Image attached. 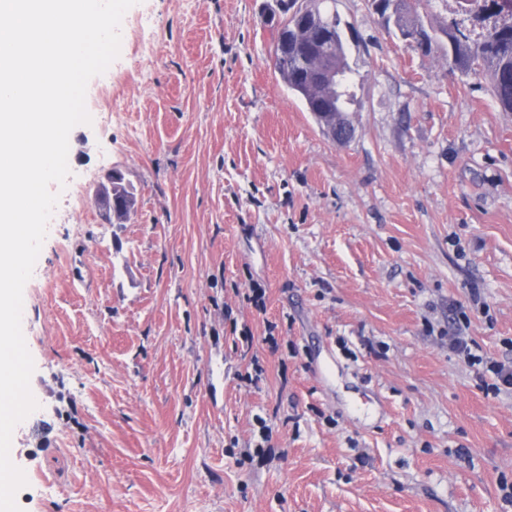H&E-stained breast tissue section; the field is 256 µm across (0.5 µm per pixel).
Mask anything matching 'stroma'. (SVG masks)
<instances>
[{"instance_id": "stroma-1", "label": "stroma", "mask_w": 512, "mask_h": 512, "mask_svg": "<svg viewBox=\"0 0 512 512\" xmlns=\"http://www.w3.org/2000/svg\"><path fill=\"white\" fill-rule=\"evenodd\" d=\"M275 0H138L23 290L39 407L21 512H512V112L336 0L357 101L328 138L271 64ZM479 289L487 305L470 303ZM125 181L124 174L118 169H112L104 176V181L99 184L97 189L94 191L91 201L96 206H103L105 209L112 210V191L115 186ZM116 198L118 200V206L115 209V213H112V224H123L122 217L130 209L135 210L136 206V194L132 185H121L120 189L117 190ZM448 349L472 367H478V373L483 382V389L486 394L495 395L502 391L512 389V364L503 361L490 360L479 354L478 346L468 341L464 336H448ZM480 370L482 372H480ZM486 373H490L493 378L492 383L483 380Z\"/></svg>"}]
</instances>
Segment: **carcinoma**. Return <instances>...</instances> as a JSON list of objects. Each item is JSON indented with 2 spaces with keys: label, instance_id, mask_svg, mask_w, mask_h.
<instances>
[{
  "label": "carcinoma",
  "instance_id": "1",
  "mask_svg": "<svg viewBox=\"0 0 512 512\" xmlns=\"http://www.w3.org/2000/svg\"><path fill=\"white\" fill-rule=\"evenodd\" d=\"M331 0H287L276 32L281 34L286 57L281 59L277 71L290 90L313 113L319 123L327 128L336 124V88L322 77H313L317 67L340 70L345 87L341 101L343 111H349L354 101L352 68L348 62L345 33L336 12L327 7ZM379 0L375 10L384 28L394 35L407 39L410 29L423 23L419 13L422 4L431 0H398L393 13H386ZM466 32L458 37L448 27L426 30V43L419 48L426 52L441 48V38L448 42V68L462 75H482L489 79L497 103L505 112H512V12L503 6L493 8L490 0L458 13ZM316 26L322 34L321 43L314 46L310 28ZM118 206L112 214V223H122V217L136 206L132 185H122L117 190Z\"/></svg>",
  "mask_w": 512,
  "mask_h": 512
}]
</instances>
